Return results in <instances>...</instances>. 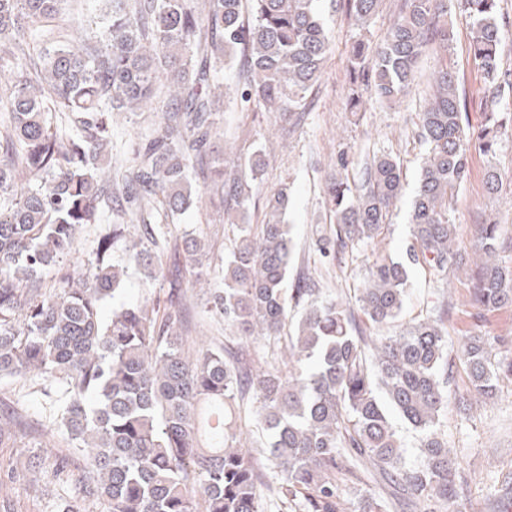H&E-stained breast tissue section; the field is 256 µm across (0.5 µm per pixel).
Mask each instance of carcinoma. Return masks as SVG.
I'll return each instance as SVG.
<instances>
[{"label":"carcinoma","mask_w":512,"mask_h":512,"mask_svg":"<svg viewBox=\"0 0 512 512\" xmlns=\"http://www.w3.org/2000/svg\"><path fill=\"white\" fill-rule=\"evenodd\" d=\"M67 0H0V380H40L55 410L47 426L61 432L68 453L41 458L52 479H68L69 456L83 477L60 512H81L77 500L104 512H392L376 494L350 498V486L372 476L417 512H451L464 482L441 438L448 410V331L444 314L371 336L348 302L319 296L305 280L285 287L293 258L288 187L266 198V221L246 222L263 154L215 157L210 140L219 112L217 65L237 60L241 102L286 119L308 106L333 35L322 0H110L95 40L66 39L76 18ZM472 24V52L489 102L478 140L492 152L507 124L495 111L503 69L498 0H455ZM380 0H343L346 15L368 29ZM52 39L41 48L34 26ZM447 0H403L383 41L352 47L348 111L371 89L387 103L405 97L419 58L430 47L443 62L420 113L427 147L415 195L413 242L406 258L377 256L359 296L371 327L401 315L414 265L444 273L464 265L456 247L450 200L467 180L471 133L463 125L459 78L448 64L453 41ZM161 104L125 164L101 176L112 143L113 112ZM82 114L73 132L70 114ZM215 187L224 221L237 234L218 270L223 287L211 311L238 342L187 355L185 292L169 281L168 305H112L123 293L128 264L145 280L165 279L157 247L180 239L185 260L203 266L205 238L178 233L180 217L200 198L197 181ZM396 158L375 156L364 183L326 185L341 246L374 247L399 200ZM105 225L93 260L42 287L41 272L76 248L84 224ZM499 225L477 230L473 301L484 311L512 304V267L497 262ZM301 316L287 336L285 366L269 361L259 340H281L290 309ZM486 336L465 338L461 358L466 397L493 398L512 361L493 358ZM256 403L255 428L265 458L243 443L236 408L246 392ZM419 433L421 459L406 461L391 412Z\"/></svg>","instance_id":"1"}]
</instances>
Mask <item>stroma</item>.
<instances>
[{"mask_svg": "<svg viewBox=\"0 0 512 512\" xmlns=\"http://www.w3.org/2000/svg\"><path fill=\"white\" fill-rule=\"evenodd\" d=\"M324 16L333 30V44L310 110L284 120L277 113L245 106L233 92V70L221 69L217 78L226 96L223 110L217 115L213 145L219 151L231 142L244 154L259 151L265 155L266 173L254 188L249 205L252 223H262L266 195L280 186H288L291 202L285 222L291 227L295 244L289 282L304 276L322 294H338L354 303L373 255L371 250L354 246L346 248L341 260L335 262L321 256L320 240L333 236L335 230L326 193L328 178L339 172L350 183L359 185L373 156L386 154L399 160L404 188L390 212L380 251L401 257L411 240L409 212L426 151L418 138L419 114L428 94V80L442 59L454 62L459 72L464 125L473 131L481 129L487 104L480 92L483 76L472 59L469 22L458 9L452 8L448 11V21L454 30L450 49L444 55L433 49L422 55L410 94L394 105L372 100L365 110L348 112L345 107L349 90L347 52L360 32L343 9L335 7L333 0H327ZM154 120V114L149 112L117 116L112 128L113 159L129 153ZM470 154L468 178L449 210V217L457 227L458 247L462 254L472 255L478 225L487 218H495L505 242L498 260L512 267V126L501 136L493 153H484L474 145ZM489 167L496 169L501 178L499 191L494 195L486 194L483 188V175ZM181 223L187 229L211 235L217 239L221 251H229L233 232L224 222V210L217 196L204 195L197 207L182 217ZM99 233V225H86L75 252L43 271V286L51 287L61 273L92 259ZM172 272L189 286L186 305L192 334L223 344L224 324L207 311L210 292L220 287V279L195 282L191 266L183 261ZM471 288L469 267L452 268L440 276L414 267L403 314L390 330L399 332L402 326L431 315L434 307H447L448 413L442 432L449 447L456 450L467 478L455 512H501L504 495L512 496V376L502 380L493 399L460 410L457 397L465 392L467 379L458 355L464 336L479 331L497 337V358H512V305L493 312L482 311L472 301ZM45 413L39 395L27 394L21 379L0 381V422L10 421L15 431L10 443L0 445V459L16 458L24 470L20 482L0 485V498L13 499L16 512H56L58 508L57 487L49 473L28 464L29 458L42 456L43 445L62 451L67 448L60 433L46 436L39 433Z\"/></svg>", "mask_w": 512, "mask_h": 512, "instance_id": "35a3bbf8", "label": "stroma"}]
</instances>
